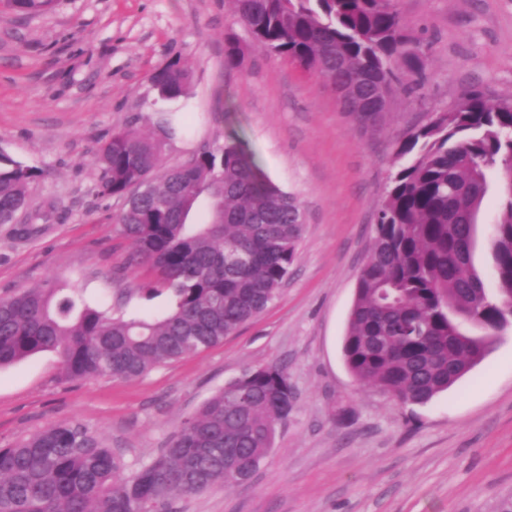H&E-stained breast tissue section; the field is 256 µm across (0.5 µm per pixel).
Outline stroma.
<instances>
[{
	"mask_svg": "<svg viewBox=\"0 0 512 512\" xmlns=\"http://www.w3.org/2000/svg\"><path fill=\"white\" fill-rule=\"evenodd\" d=\"M425 51L421 87L397 89L372 125L343 111L335 89L286 59L244 45L229 0H58L30 17L0 0V150L42 170L32 206L61 221L22 239L0 224V295L53 281L129 315L155 314L146 279L112 230L122 200L98 193L93 154L112 131L178 126L166 165L239 136L300 203L298 256L278 298L223 344L132 380L66 377L56 353L0 369V447L64 423L95 432L132 474L180 423L249 368L276 362L296 405L246 486L177 500L174 512H500L512 498V330L431 403L402 405L357 383L342 342L396 153L430 112L467 90L512 98V0H397ZM180 59L184 96L159 100L153 72ZM505 203L490 191L474 264L494 288L490 226Z\"/></svg>",
	"mask_w": 512,
	"mask_h": 512,
	"instance_id": "35a3bbf8",
	"label": "stroma"
}]
</instances>
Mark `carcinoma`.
Masks as SVG:
<instances>
[{
    "label": "carcinoma",
    "instance_id": "cac0c4a2",
    "mask_svg": "<svg viewBox=\"0 0 512 512\" xmlns=\"http://www.w3.org/2000/svg\"><path fill=\"white\" fill-rule=\"evenodd\" d=\"M39 15L57 0H7ZM252 45L331 83L362 119L387 111L399 66L419 83L423 52L394 0H230ZM243 58L227 37L224 63ZM175 58L151 83L162 99L185 94ZM174 129L112 132L94 153L99 193L125 201L113 217L131 241L130 265L146 297L167 293L158 315L114 316L83 292L48 282L0 296V368L59 355L72 379H134L224 342L278 297L303 232L298 201L231 136L163 168ZM379 221L356 282L343 341L355 381L400 404L425 405L483 358L512 326V99L466 91L401 145ZM42 172L0 152V224L26 213L24 232L51 214L29 207ZM507 197L492 225L496 296L474 264L477 218L491 185ZM296 395L277 363L246 370L212 395L130 476L87 427L62 424L0 448V512H172L216 485L241 484L273 447Z\"/></svg>",
    "mask_w": 512,
    "mask_h": 512
}]
</instances>
